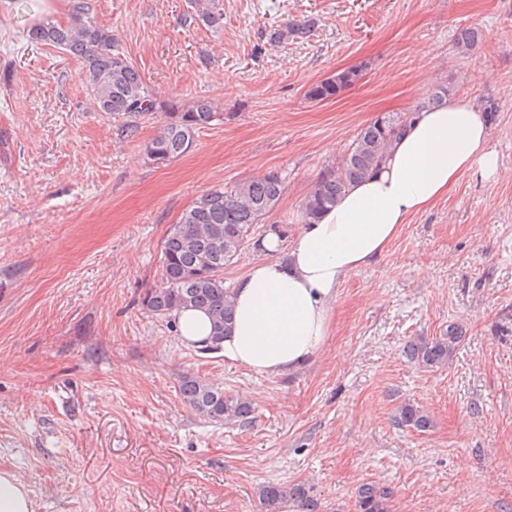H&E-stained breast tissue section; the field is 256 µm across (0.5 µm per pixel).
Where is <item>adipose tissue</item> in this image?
<instances>
[{"label":"adipose tissue","mask_w":512,"mask_h":512,"mask_svg":"<svg viewBox=\"0 0 512 512\" xmlns=\"http://www.w3.org/2000/svg\"><path fill=\"white\" fill-rule=\"evenodd\" d=\"M500 172L485 117L473 102L414 115L381 164L350 185L316 221L301 225L285 258L268 240L233 290L234 314L220 344L225 361L279 375L309 363L335 325L346 277L382 255L409 218L431 208L472 169Z\"/></svg>","instance_id":"obj_1"}]
</instances>
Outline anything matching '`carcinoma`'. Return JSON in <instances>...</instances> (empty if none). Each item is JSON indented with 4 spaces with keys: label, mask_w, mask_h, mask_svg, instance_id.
Returning a JSON list of instances; mask_svg holds the SVG:
<instances>
[{
    "label": "carcinoma",
    "mask_w": 512,
    "mask_h": 512,
    "mask_svg": "<svg viewBox=\"0 0 512 512\" xmlns=\"http://www.w3.org/2000/svg\"><path fill=\"white\" fill-rule=\"evenodd\" d=\"M196 15L212 28L223 25L224 12L219 0H194ZM315 22H288L270 32V40L281 44L310 35ZM31 43L52 46L78 60L82 65L90 102L95 111L122 122L127 136L138 131L132 119L163 109L139 69L115 49L112 32L100 25L90 6L83 3L72 10L64 21L46 19L26 32ZM479 39L474 28H462L456 39L457 49L472 50ZM360 79L356 69L336 73L312 85L306 97L312 101L330 100ZM448 88L440 86L417 106L416 111L429 110L447 101ZM167 121L147 143L148 160L164 164L185 155L194 142L196 130L213 121L224 120V114L208 98H198L182 112L166 113ZM412 114L388 115L362 128L339 163L321 172L301 205L303 221L318 218L333 205L342 190L363 179L378 166L393 141L406 129ZM284 182L277 171L261 177L245 179L228 187L210 189L199 196L182 214L178 224L163 240L161 249V281L149 289L141 304L152 315L167 318L183 308H199L212 321L210 345L202 353L218 351V341L233 318L230 289L224 287V266L233 263L250 241L255 227L278 204ZM464 337L462 326L451 323L440 336H416L404 353L408 360L424 369H440L448 365ZM179 393L186 406L210 421L247 425L252 422L254 403L241 396L224 394V390L195 376L180 380ZM401 427L427 431L432 427L429 414L411 403L402 404L395 416ZM265 512H280L288 502L298 512H315L308 490L301 484L282 486L268 483L258 491ZM357 512H392L390 494L372 484L357 490Z\"/></svg>",
    "instance_id": "cac0c4a2"
}]
</instances>
